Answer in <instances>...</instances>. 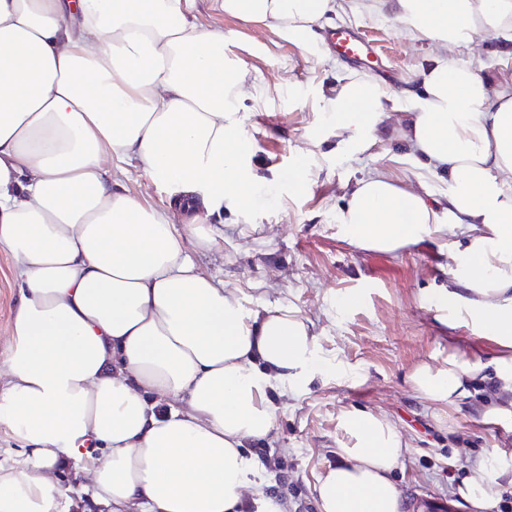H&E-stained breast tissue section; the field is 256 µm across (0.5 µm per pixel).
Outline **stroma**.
Listing matches in <instances>:
<instances>
[{
    "mask_svg": "<svg viewBox=\"0 0 512 512\" xmlns=\"http://www.w3.org/2000/svg\"><path fill=\"white\" fill-rule=\"evenodd\" d=\"M193 16L202 27L223 29L226 62L245 76L249 93L234 107L252 195L249 206L228 196L220 213L201 217L218 235L194 259L246 306L271 303L296 313L318 345L320 375L306 391L275 396L276 424L262 442L286 464L290 512H315L318 477L335 466L337 449L353 443L343 417L354 410L386 417L408 446L393 476L403 512L426 494L468 512L458 494L468 461L496 448L512 452V415L485 417L483 385L451 409L409 384L416 366L440 364L453 337L472 333L468 317L449 319L434 303L451 281L448 253L461 237L431 233L388 252L358 245L340 222L356 182L370 171L385 172L433 206L444 204L448 181L428 172L405 140V113H387L357 144L337 129L330 96L347 75L392 91L414 86L438 57L511 83L512 53L493 35L445 49L372 9L328 14L324 27L350 26L374 45L371 66L362 68L337 57L324 37L304 45L216 12L210 0H195ZM120 180L145 207L166 210L174 200L135 165H124ZM356 290L365 302L347 307L345 295Z\"/></svg>",
    "mask_w": 512,
    "mask_h": 512,
    "instance_id": "obj_1",
    "label": "stroma"
}]
</instances>
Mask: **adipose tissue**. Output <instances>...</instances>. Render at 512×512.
<instances>
[{"mask_svg":"<svg viewBox=\"0 0 512 512\" xmlns=\"http://www.w3.org/2000/svg\"><path fill=\"white\" fill-rule=\"evenodd\" d=\"M430 41L467 46L512 29V0H377ZM192 0H0V247L18 300L0 347V423L22 442L0 465V512H69L73 494L105 512H238L260 465L247 442L271 434L274 390L299 392L317 370L315 336L292 311L247 307L203 273L194 252L215 241L177 232L169 212L115 189L108 158L140 166L205 209L248 205L247 149L232 101L240 72L224 32L192 22ZM214 10L301 42L334 0H211ZM411 104L406 138L448 177L437 213L376 172L360 180L341 221L359 245L394 250L457 231L454 288L481 343L418 365L426 401L456 406L490 381L487 413L512 407V85L434 61L396 94L350 80L333 97L338 128L372 134ZM352 447L316 483L318 512H401L392 481L407 446L383 416L351 411ZM77 476L74 488L58 475ZM512 484V463L475 460L460 489L473 512Z\"/></svg>","mask_w":512,"mask_h":512,"instance_id":"ef3b65f1","label":"adipose tissue"}]
</instances>
